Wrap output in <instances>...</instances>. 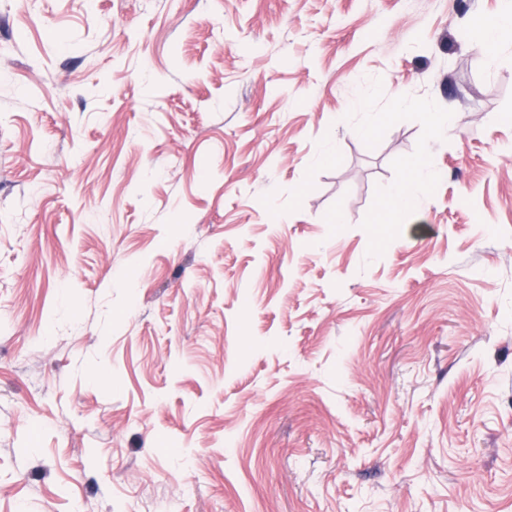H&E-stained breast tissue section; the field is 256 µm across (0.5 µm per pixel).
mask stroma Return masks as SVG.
<instances>
[{"instance_id": "obj_1", "label": "stroma", "mask_w": 512, "mask_h": 512, "mask_svg": "<svg viewBox=\"0 0 512 512\" xmlns=\"http://www.w3.org/2000/svg\"><path fill=\"white\" fill-rule=\"evenodd\" d=\"M501 7L0 0V512H512ZM503 3V8L494 19L475 29L479 43L485 48H496L512 41V3L509 0ZM406 176L397 188L390 209L383 213V218L378 224H390L393 213L409 212L419 205V199L414 194V187L432 178L425 155H419L410 160L406 166Z\"/></svg>"}]
</instances>
